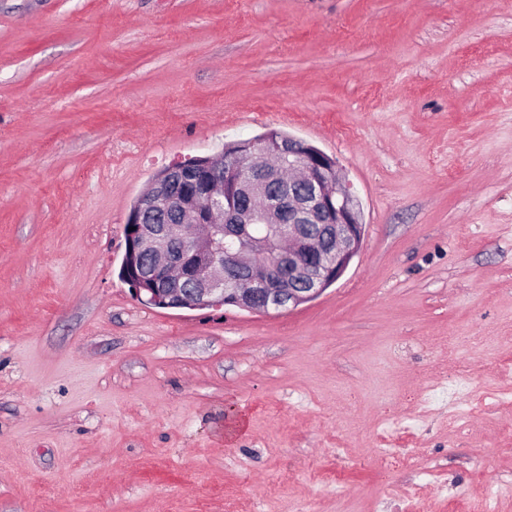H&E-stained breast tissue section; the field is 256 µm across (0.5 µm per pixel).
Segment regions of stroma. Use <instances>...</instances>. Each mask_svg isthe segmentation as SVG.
Returning a JSON list of instances; mask_svg holds the SVG:
<instances>
[{
  "instance_id": "stroma-1",
  "label": "stroma",
  "mask_w": 512,
  "mask_h": 512,
  "mask_svg": "<svg viewBox=\"0 0 512 512\" xmlns=\"http://www.w3.org/2000/svg\"><path fill=\"white\" fill-rule=\"evenodd\" d=\"M272 129L350 182L345 273L291 310L139 303L153 176ZM491 491L512 512V0H0V512Z\"/></svg>"
}]
</instances>
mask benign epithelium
Segmentation results:
<instances>
[{"instance_id": "1", "label": "benign epithelium", "mask_w": 512, "mask_h": 512, "mask_svg": "<svg viewBox=\"0 0 512 512\" xmlns=\"http://www.w3.org/2000/svg\"><path fill=\"white\" fill-rule=\"evenodd\" d=\"M250 155L266 156L256 175L237 184L250 196H264L270 186L281 189L277 204L231 211L235 223H224V196L217 192L218 171L208 157L196 158V175L182 186L171 184L183 166L168 168L169 181L140 195L139 208L124 225V258L147 257L146 265L127 264L124 282L143 304L160 309H203L226 305L268 311L296 308L317 298L345 272L363 240L359 204L351 185L342 179L337 161L320 149L306 150L291 140L275 150L256 141ZM179 201L183 222L210 224L224 234L203 245L208 258L192 261L181 244L180 224H143L145 212L160 213ZM288 209L291 223L278 222V209ZM254 255L248 264L250 287L224 277L225 245Z\"/></svg>"}]
</instances>
